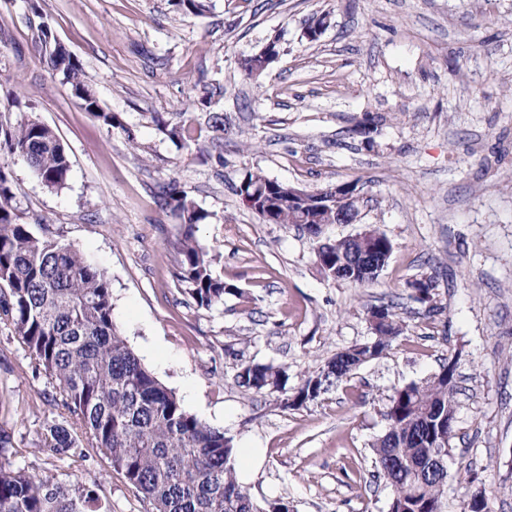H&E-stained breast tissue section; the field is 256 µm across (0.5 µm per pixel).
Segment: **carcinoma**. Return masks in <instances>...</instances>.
I'll list each match as a JSON object with an SVG mask.
<instances>
[{
  "label": "carcinoma",
  "mask_w": 512,
  "mask_h": 512,
  "mask_svg": "<svg viewBox=\"0 0 512 512\" xmlns=\"http://www.w3.org/2000/svg\"><path fill=\"white\" fill-rule=\"evenodd\" d=\"M184 14L202 15L207 0H174ZM40 41L49 63L102 124L122 130L129 143L134 134L121 119L103 111L87 89L73 56L41 28ZM157 129L180 148L221 140L224 116L205 121L191 112L176 119L150 116ZM0 143L9 154L26 159L51 189L62 188L70 171L69 156L54 131L28 120L16 125L0 121ZM250 208L266 224H301L315 238L359 209L360 195L338 203L269 178L262 171L245 174ZM12 179L0 162V323L19 337L51 388V402L67 412L110 459L115 471L139 494L149 512H286L283 499H255L237 480L235 448L224 432L201 422L182 405L129 347L113 318L112 287L107 273L89 264L79 247L63 243L49 224L33 229L18 222L12 205ZM162 207L179 220L175 279L200 308L224 303L241 294L216 273L221 255L197 239L212 214L171 181L161 187ZM392 252L390 239L375 228L359 240L319 245L317 265L327 279L360 286L373 283ZM415 298L433 299L431 278L414 281ZM369 314L383 318L378 334L353 344L326 360L303 381L285 407L309 402V395L329 393L363 364L380 359L403 333L390 305ZM457 359L442 365L427 380L394 391L385 413L387 431L371 444L378 476L396 488L388 512H443L448 478L446 458L455 420ZM288 380L286 370L272 364L241 365L236 383L246 391L274 392ZM44 443L57 454L86 461L79 442L62 423L46 427ZM0 512H109L95 485L57 475L32 474L10 462L0 463Z\"/></svg>",
  "instance_id": "carcinoma-1"
}]
</instances>
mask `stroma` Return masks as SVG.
<instances>
[{"label": "stroma", "instance_id": "1", "mask_svg": "<svg viewBox=\"0 0 512 512\" xmlns=\"http://www.w3.org/2000/svg\"><path fill=\"white\" fill-rule=\"evenodd\" d=\"M201 16L173 0H0V120L39 121L64 145L65 186L46 187L9 157L13 206L78 246L112 284L114 320L129 347L184 407L261 449L244 486L291 512H387L393 490L374 477L371 442L386 428L396 388L458 360L445 512L485 490L490 512H512V0H209ZM329 27L309 41V18ZM49 27L123 129L81 108L42 47ZM277 43L255 79L243 59ZM153 112H218L224 142L209 156L177 148ZM134 133L137 146L126 141ZM309 191L357 182L356 223L392 242L377 280L324 278L316 238L266 224L237 193L245 173ZM177 181L212 214L199 240L242 291L199 308L174 278L177 218L157 198ZM432 278V305L412 281ZM392 305L405 327L380 359L336 389L283 408L308 373L372 339L369 310ZM286 369L284 389L254 393L244 363ZM44 376L0 324V461L95 484L110 512H147L88 435L87 462L41 442L58 416Z\"/></svg>", "mask_w": 512, "mask_h": 512}]
</instances>
